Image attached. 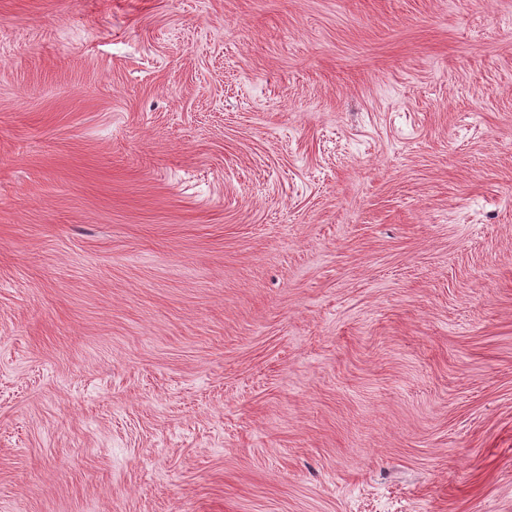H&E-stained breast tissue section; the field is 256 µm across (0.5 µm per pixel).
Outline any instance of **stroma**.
Here are the masks:
<instances>
[{"label":"stroma","mask_w":512,"mask_h":512,"mask_svg":"<svg viewBox=\"0 0 512 512\" xmlns=\"http://www.w3.org/2000/svg\"><path fill=\"white\" fill-rule=\"evenodd\" d=\"M0 512H512V0H0Z\"/></svg>","instance_id":"1"}]
</instances>
